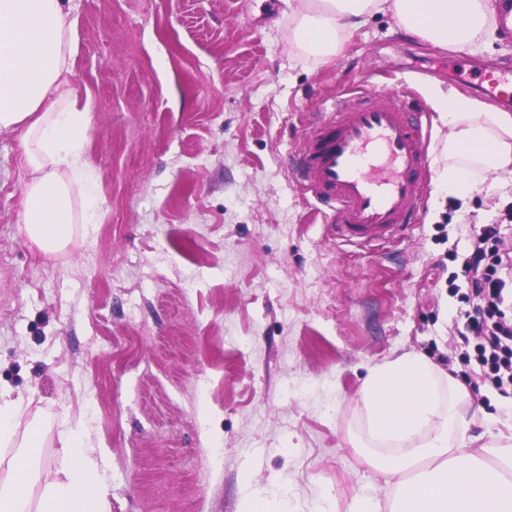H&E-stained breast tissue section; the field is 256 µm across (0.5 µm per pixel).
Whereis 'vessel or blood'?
<instances>
[{
  "label": "vessel or blood",
  "mask_w": 512,
  "mask_h": 512,
  "mask_svg": "<svg viewBox=\"0 0 512 512\" xmlns=\"http://www.w3.org/2000/svg\"><path fill=\"white\" fill-rule=\"evenodd\" d=\"M422 119L373 94L356 107L335 103L312 124L290 169L328 207L338 238L369 245L409 228L427 159Z\"/></svg>",
  "instance_id": "obj_1"
}]
</instances>
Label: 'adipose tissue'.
<instances>
[{
	"label": "adipose tissue",
	"instance_id": "1",
	"mask_svg": "<svg viewBox=\"0 0 512 512\" xmlns=\"http://www.w3.org/2000/svg\"><path fill=\"white\" fill-rule=\"evenodd\" d=\"M297 42L340 53L375 13L445 49L478 52L497 40L498 0H294ZM80 44L79 20L65 0H0V131L21 130L28 177L25 232L44 252L66 248L75 228L100 216L88 170L89 106L68 83ZM448 128V165L438 181L462 196L475 172L512 175V113L435 88ZM463 385L424 356L404 354L369 367L359 390L368 448L364 462L392 482L391 512H512V446L471 448L460 435ZM60 476L32 485L25 455H13L0 482V512H103L104 458L90 455L79 431Z\"/></svg>",
	"mask_w": 512,
	"mask_h": 512
}]
</instances>
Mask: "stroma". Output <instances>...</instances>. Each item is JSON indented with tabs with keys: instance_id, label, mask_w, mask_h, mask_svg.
Listing matches in <instances>:
<instances>
[{
	"instance_id": "35a3bbf8",
	"label": "stroma",
	"mask_w": 512,
	"mask_h": 512,
	"mask_svg": "<svg viewBox=\"0 0 512 512\" xmlns=\"http://www.w3.org/2000/svg\"><path fill=\"white\" fill-rule=\"evenodd\" d=\"M69 83L89 102L86 158L100 220L57 254L22 224L19 132L0 131V387L16 437L43 433L37 480L62 438L105 456L108 512H389L393 487L361 460L370 366L416 353L462 382L466 440L512 436V390L463 364L465 264L512 194L486 175L437 197L446 133L427 94L480 98L512 66L437 48L377 13L337 56L295 43L288 0H71ZM426 112L421 220L358 247L333 235L284 167L307 119L368 91Z\"/></svg>"
}]
</instances>
